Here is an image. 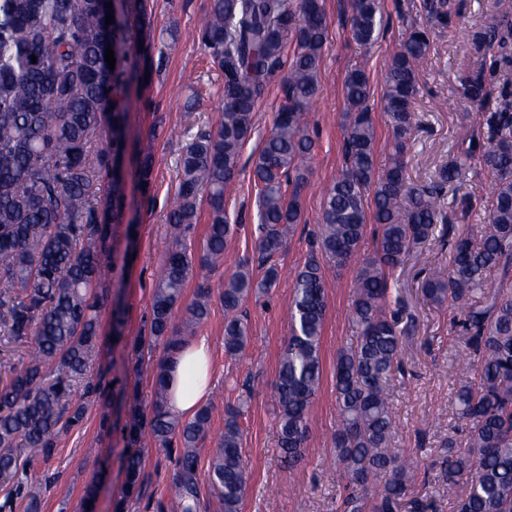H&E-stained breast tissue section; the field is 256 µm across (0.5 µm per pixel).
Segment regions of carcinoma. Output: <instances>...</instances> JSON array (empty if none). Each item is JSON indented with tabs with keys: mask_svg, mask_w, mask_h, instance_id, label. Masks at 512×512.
<instances>
[{
	"mask_svg": "<svg viewBox=\"0 0 512 512\" xmlns=\"http://www.w3.org/2000/svg\"><path fill=\"white\" fill-rule=\"evenodd\" d=\"M350 32L360 45L380 31V0H352ZM135 24L106 25L102 0H0V332L31 343L33 353L0 385V487L6 502L21 499L36 512L42 486L20 477V459L52 456L61 435L80 425L86 404L102 394L88 370L100 335L99 290L109 280L105 261L112 218L122 183L110 177L120 153L122 90L132 68L130 45L143 46L150 24L149 0H135ZM328 35L322 0H210L198 30L213 65L223 76L215 130L192 139L179 161L178 182L167 213L169 247L152 296L150 336L164 357L153 377L150 417L134 409L126 425L127 496L141 493L143 449L177 439V477L169 493L181 512H201L198 448L207 437L211 411L182 420L167 409L168 360L188 334L208 319L211 287L197 285L185 302L192 258L186 239L207 207L201 264L217 268L236 227L226 220L224 194L240 172L256 107L273 84L283 92L273 127L252 169L259 213L263 277L249 262L224 275V352L239 358L250 328L242 308L266 293L279 277L278 258L301 223L300 188L314 148L309 105L319 91ZM120 50L115 69L106 47ZM475 46L499 48L512 63L508 41L496 25ZM430 33L412 25L386 64L380 108L390 137L388 166H374L377 131L365 72L343 81L350 121L344 132L345 167L327 190L316 234L317 247L338 268L358 256L367 227L375 248L357 267L350 320L355 336L336 353L337 428L332 464L346 482L337 512H399L414 462L394 448L391 389L399 372L402 336L390 312L389 275L435 237L441 221L438 190L460 185L477 157L492 183V205L477 238L448 235V275L426 279L424 296L462 315L465 349L455 391L465 422L462 441L448 440L443 480L467 477L456 512H512V289L494 286L512 275V102L501 103L486 142L473 150L475 134L463 126V153L441 168L431 186L414 183L408 155L417 115L413 102L422 85L421 64ZM36 62H30V56ZM485 93L481 72L465 81L459 98L467 112ZM112 126L105 146L100 136ZM182 310V326L173 324ZM326 283L313 256L296 272L288 306L293 335L282 347L274 383L279 404V445L294 463L308 437V412L322 381L321 337ZM240 410L230 408L224 433L207 468L212 495L222 512H241L249 481L242 453Z\"/></svg>",
	"mask_w": 512,
	"mask_h": 512,
	"instance_id": "cac0c4a2",
	"label": "carcinoma"
}]
</instances>
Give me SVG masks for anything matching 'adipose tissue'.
<instances>
[{
    "instance_id": "adipose-tissue-1",
    "label": "adipose tissue",
    "mask_w": 512,
    "mask_h": 512,
    "mask_svg": "<svg viewBox=\"0 0 512 512\" xmlns=\"http://www.w3.org/2000/svg\"><path fill=\"white\" fill-rule=\"evenodd\" d=\"M211 346L201 337L177 351L166 372L167 407L175 416H193L207 399L210 387Z\"/></svg>"
}]
</instances>
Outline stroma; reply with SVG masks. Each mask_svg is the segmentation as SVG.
<instances>
[{"mask_svg":"<svg viewBox=\"0 0 512 512\" xmlns=\"http://www.w3.org/2000/svg\"><path fill=\"white\" fill-rule=\"evenodd\" d=\"M152 4V67L128 86L125 152L122 169L126 199L119 224L112 227V272L101 308L100 352L92 373H105L104 395L87 405L82 424L63 435L53 457L24 471L28 481L45 485L40 512H84L88 484L98 487L94 512H179L165 495L176 472L178 448L149 447L144 451L143 488L139 499L124 501L123 456L126 422L133 408L148 409L152 367L164 354L162 343L139 348L135 337L149 333L152 294L157 271L168 247L165 215L178 181L184 146L210 131L220 101L223 79L201 46L197 33L208 0H150ZM383 23L377 41L359 46L350 33L349 0H324L329 22L320 69V88L310 106L315 147L310 173L300 191L302 222L279 257L281 274L269 293L251 299L246 308L251 327L249 344L236 360L224 354V275L255 256L257 207L251 168L282 103L278 86H270L258 105L255 128L244 146L241 171L226 193L229 220L240 221L235 239L218 269L193 267L190 286L208 283L212 289L208 320L194 337H207L212 347L213 388L208 405L211 431L202 445L198 474L202 498H209L207 463L224 430L226 406L239 407L243 453L250 478L241 512H336L345 494L344 480L329 463L337 413L333 369L338 349L350 341L349 320L355 266L324 263L328 310L321 342V390L309 412V438L302 460L288 467L279 448L273 396L279 352L291 334L288 305L294 273L315 249L313 234L320 221L326 190L343 165V134L347 104L343 80L353 70L364 71L374 98L384 91V64L396 51L410 23L429 21L426 0H381ZM444 21L432 23L431 47L423 63V80L415 101L419 125L408 163L410 179L433 182L441 166L460 153L458 131L467 126L486 135L487 120L504 97H512V71L500 73L480 107L462 111L459 97L466 79L491 70L490 56L478 53L472 39L494 21L512 22V0H448ZM430 22V21H429ZM150 159L148 183L137 169ZM486 171L472 164L463 185L444 188L441 210L456 233L475 235L491 207ZM446 245L431 241L421 254L409 257L389 279L390 305L405 333L402 372L392 389L396 421L394 446L415 463L410 497L432 493L436 512H453L462 484L443 481L440 462L449 439L461 438L456 415L457 361L464 349L457 316L449 307L430 303L423 281L447 273ZM110 472L95 475L101 463Z\"/></svg>","mask_w":512,"mask_h":512,"instance_id":"1","label":"stroma"}]
</instances>
